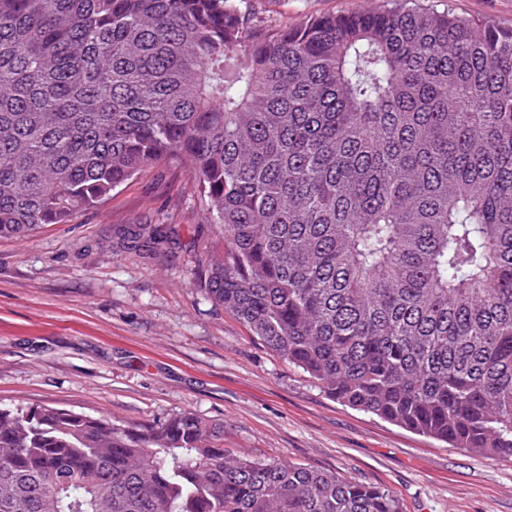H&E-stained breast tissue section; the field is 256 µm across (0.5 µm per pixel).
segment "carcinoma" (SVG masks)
Segmentation results:
<instances>
[{
	"label": "carcinoma",
	"mask_w": 512,
	"mask_h": 512,
	"mask_svg": "<svg viewBox=\"0 0 512 512\" xmlns=\"http://www.w3.org/2000/svg\"><path fill=\"white\" fill-rule=\"evenodd\" d=\"M240 2L0 0V239L175 163L224 238L215 304L338 402L512 458V28L404 0L281 27ZM0 512L400 507L231 454L191 412L0 406Z\"/></svg>",
	"instance_id": "cac0c4a2"
}]
</instances>
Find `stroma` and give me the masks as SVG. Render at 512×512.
I'll use <instances>...</instances> for the list:
<instances>
[{
	"instance_id": "stroma-1",
	"label": "stroma",
	"mask_w": 512,
	"mask_h": 512,
	"mask_svg": "<svg viewBox=\"0 0 512 512\" xmlns=\"http://www.w3.org/2000/svg\"><path fill=\"white\" fill-rule=\"evenodd\" d=\"M512 27V0H425ZM374 0H247L277 25ZM160 224L171 256L113 229ZM223 249L187 173L159 165L70 223L0 239V405H53L117 423L191 412L224 424L234 454L338 472L389 489L401 512H512V460L452 448L327 396L200 284Z\"/></svg>"
}]
</instances>
